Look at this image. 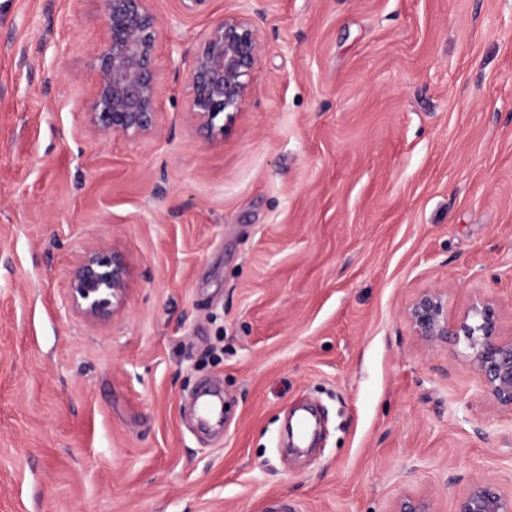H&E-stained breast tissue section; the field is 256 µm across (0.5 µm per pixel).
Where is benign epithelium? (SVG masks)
<instances>
[{
	"mask_svg": "<svg viewBox=\"0 0 512 512\" xmlns=\"http://www.w3.org/2000/svg\"><path fill=\"white\" fill-rule=\"evenodd\" d=\"M107 38L93 56L96 74L86 124L99 134L137 141L159 134L160 78L154 60L158 20L151 0H100ZM261 35L248 15L226 16L208 31L192 57L185 80V109L196 131L210 140L224 130L216 124L241 110L259 61ZM131 275L126 257L104 246L85 252L69 281L75 309L86 319L106 323L124 304ZM413 335L429 346L464 337L471 368L495 406L512 414V337L500 333L498 308L479 301L463 315L448 316V289L426 288L408 304ZM393 512H437L431 501H398ZM458 512H512V495L496 481L473 483L459 500Z\"/></svg>",
	"mask_w": 512,
	"mask_h": 512,
	"instance_id": "benign-epithelium-1",
	"label": "benign epithelium"
}]
</instances>
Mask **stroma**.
Listing matches in <instances>:
<instances>
[{"label":"stroma","instance_id":"obj_1","mask_svg":"<svg viewBox=\"0 0 512 512\" xmlns=\"http://www.w3.org/2000/svg\"><path fill=\"white\" fill-rule=\"evenodd\" d=\"M160 134L83 113L100 0H0V512H456L512 492V414L465 342L404 310L479 297L512 333V0H154ZM255 17L250 92L213 140L177 66ZM132 264L110 322L75 261ZM223 425L196 424L200 387ZM130 275L123 254L104 246L89 249L71 273L69 294L73 306L89 321H111L124 304ZM457 512H512V493L506 495L496 481L475 482L461 496Z\"/></svg>","mask_w":512,"mask_h":512}]
</instances>
